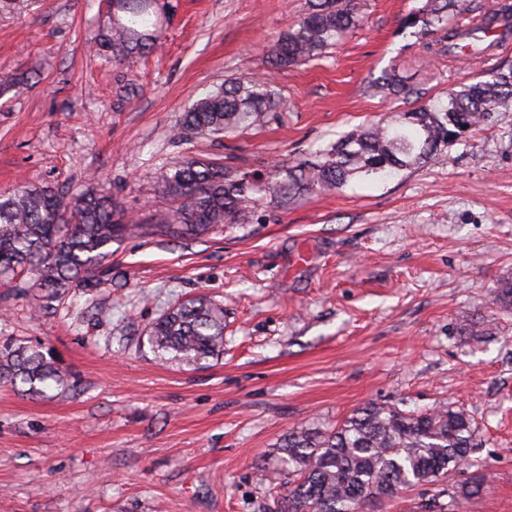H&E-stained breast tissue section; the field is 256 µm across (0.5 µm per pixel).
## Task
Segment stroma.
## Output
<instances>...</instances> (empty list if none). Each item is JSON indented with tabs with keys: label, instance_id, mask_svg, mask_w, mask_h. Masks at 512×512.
Here are the masks:
<instances>
[{
	"label": "stroma",
	"instance_id": "35a3bbf8",
	"mask_svg": "<svg viewBox=\"0 0 512 512\" xmlns=\"http://www.w3.org/2000/svg\"><path fill=\"white\" fill-rule=\"evenodd\" d=\"M163 44L115 64L94 50L102 0H35L0 13V70L26 81L0 99V191L106 187L132 232L111 279L35 312L0 286V338L51 352L68 388L40 397L0 382V512H283L274 451L291 428L333 425L373 402L451 407L477 448L449 481L485 478L460 512H512V112L388 180L358 179L248 223L170 238L163 176L184 157L232 171L313 161L352 128L445 96L512 65V39L484 57L434 52L409 20L425 0H361L366 21L298 67L268 50L309 0H161ZM415 95L378 88L383 71ZM271 77L262 125L175 139L202 92ZM224 309V352L162 361L151 324L197 295ZM420 485L365 512H442Z\"/></svg>",
	"mask_w": 512,
	"mask_h": 512
}]
</instances>
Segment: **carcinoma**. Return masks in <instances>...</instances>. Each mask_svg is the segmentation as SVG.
Wrapping results in <instances>:
<instances>
[{"label":"carcinoma","mask_w":512,"mask_h":512,"mask_svg":"<svg viewBox=\"0 0 512 512\" xmlns=\"http://www.w3.org/2000/svg\"><path fill=\"white\" fill-rule=\"evenodd\" d=\"M462 0H426L418 12L424 31L450 54L480 57L512 36V5L463 25ZM116 19L102 27L95 50L122 63L148 54L161 40L152 20V0H118ZM358 0H311L308 13L270 47L274 68L302 65L322 55L359 27ZM381 88L411 95L392 69ZM278 105L268 79L236 78L193 102L175 126L176 136L244 132L258 126ZM512 110V67L487 78L461 83L444 98L392 114L381 123L361 125L319 152V159L264 176L234 172L188 158L168 169L164 190L177 206L156 217V231L171 237L203 235L221 224H244L265 203L286 205L312 192H334L361 176L388 178L423 164L471 129L499 112ZM128 231L112 196L88 189L78 194L57 187L20 184L0 191V284L16 280L52 302L74 288H95L97 272L112 241ZM160 358L199 365L224 353V309L200 296L172 307L148 331ZM0 381L21 384L30 395L68 386V374L40 349L14 339L0 342ZM475 427L462 410L404 413L368 403L334 428L299 426L283 436L277 460L294 479L286 483L285 512H364L370 502L393 499L402 489L445 483L469 460ZM481 480L440 490L448 512L480 495Z\"/></svg>","instance_id":"cac0c4a2"}]
</instances>
